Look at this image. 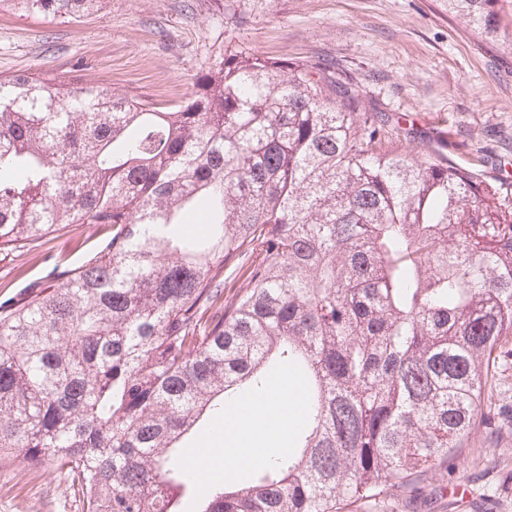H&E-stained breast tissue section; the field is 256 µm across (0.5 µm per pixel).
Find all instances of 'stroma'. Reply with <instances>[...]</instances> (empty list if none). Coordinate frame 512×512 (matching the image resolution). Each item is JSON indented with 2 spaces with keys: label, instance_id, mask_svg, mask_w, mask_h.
<instances>
[{
  "label": "stroma",
  "instance_id": "35a3bbf8",
  "mask_svg": "<svg viewBox=\"0 0 512 512\" xmlns=\"http://www.w3.org/2000/svg\"><path fill=\"white\" fill-rule=\"evenodd\" d=\"M106 0L82 23L0 12V75L67 71L166 108L195 91L198 72L228 49L335 62L383 110L407 117L417 151L490 178L512 161V54L476 37L438 0ZM112 235L74 224L52 242L0 251V303L58 284ZM455 475L423 476L417 496L360 500L343 512H512V426L465 440ZM0 512H82V495L53 469L0 458Z\"/></svg>",
  "mask_w": 512,
  "mask_h": 512
}]
</instances>
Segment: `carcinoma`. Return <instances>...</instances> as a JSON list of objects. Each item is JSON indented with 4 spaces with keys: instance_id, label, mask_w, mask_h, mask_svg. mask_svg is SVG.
<instances>
[{
    "instance_id": "1",
    "label": "carcinoma",
    "mask_w": 512,
    "mask_h": 512,
    "mask_svg": "<svg viewBox=\"0 0 512 512\" xmlns=\"http://www.w3.org/2000/svg\"><path fill=\"white\" fill-rule=\"evenodd\" d=\"M105 0H0L79 23ZM512 53V0H443ZM160 110L31 69L0 77V250L112 228L65 280L0 304V456L83 512H341L411 494L512 361V174L408 146L327 60L229 50ZM288 446L211 482L178 450L277 376Z\"/></svg>"
}]
</instances>
